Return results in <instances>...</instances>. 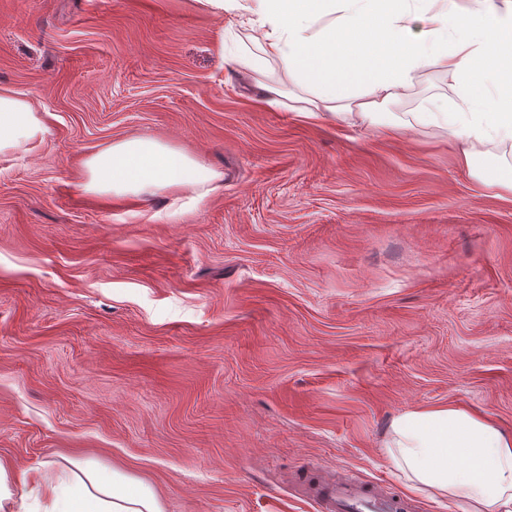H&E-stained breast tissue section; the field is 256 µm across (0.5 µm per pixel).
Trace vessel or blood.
Wrapping results in <instances>:
<instances>
[{"label":"vessel or blood","mask_w":512,"mask_h":512,"mask_svg":"<svg viewBox=\"0 0 512 512\" xmlns=\"http://www.w3.org/2000/svg\"><path fill=\"white\" fill-rule=\"evenodd\" d=\"M308 491L322 512H405L400 501L379 495L374 485L350 478L312 480Z\"/></svg>","instance_id":"vessel-or-blood-1"}]
</instances>
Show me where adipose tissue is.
<instances>
[{"instance_id": "1", "label": "adipose tissue", "mask_w": 512, "mask_h": 512, "mask_svg": "<svg viewBox=\"0 0 512 512\" xmlns=\"http://www.w3.org/2000/svg\"><path fill=\"white\" fill-rule=\"evenodd\" d=\"M211 13L237 12L251 35L237 54L261 75L279 64L283 82L259 83L258 98L300 116L362 123L397 102L416 74L434 67L454 83L453 112L417 113L445 123L459 164L473 169L476 145L512 141V5L496 0H198ZM47 131L31 100L0 88V153L27 151ZM83 191L106 198L163 192L204 198L221 178L198 158L149 136L112 140L83 162ZM386 455L413 494L448 496L462 512H512V432L448 404L395 417ZM13 467L0 460V512H165L160 494L128 473L74 459L46 465L27 497L14 498Z\"/></svg>"}]
</instances>
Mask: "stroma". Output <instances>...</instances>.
Returning <instances> with one entry per match:
<instances>
[{
  "label": "stroma",
  "instance_id": "35a3bbf8",
  "mask_svg": "<svg viewBox=\"0 0 512 512\" xmlns=\"http://www.w3.org/2000/svg\"><path fill=\"white\" fill-rule=\"evenodd\" d=\"M244 35L196 0H0V87L48 126L0 155V459L20 491L91 459L166 512H319L303 472L459 512L381 442L448 403L512 431V192L414 123L457 103L438 69L376 123H313L256 102L222 54ZM130 135L219 188L179 209L83 192L84 158Z\"/></svg>",
  "mask_w": 512,
  "mask_h": 512
}]
</instances>
